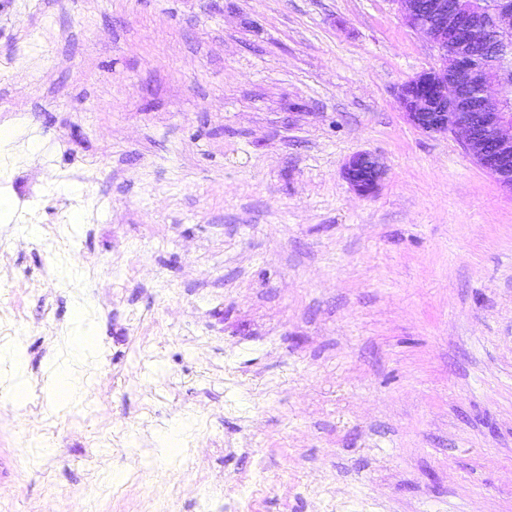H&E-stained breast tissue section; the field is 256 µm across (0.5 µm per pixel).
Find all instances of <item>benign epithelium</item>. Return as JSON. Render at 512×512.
<instances>
[{
  "label": "benign epithelium",
  "mask_w": 512,
  "mask_h": 512,
  "mask_svg": "<svg viewBox=\"0 0 512 512\" xmlns=\"http://www.w3.org/2000/svg\"><path fill=\"white\" fill-rule=\"evenodd\" d=\"M405 23L428 35L439 53V67L405 81L398 97L407 121L425 133L452 132L499 185L512 191V83L474 62L478 31L489 33L487 45L512 32V3L488 21L473 10L474 0H394ZM453 50L448 72L446 51ZM349 185L362 195L376 192L385 171L376 157L362 151L343 167Z\"/></svg>",
  "instance_id": "obj_1"
}]
</instances>
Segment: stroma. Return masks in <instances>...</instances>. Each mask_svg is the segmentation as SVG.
<instances>
[{"instance_id": "1", "label": "stroma", "mask_w": 512, "mask_h": 512, "mask_svg": "<svg viewBox=\"0 0 512 512\" xmlns=\"http://www.w3.org/2000/svg\"><path fill=\"white\" fill-rule=\"evenodd\" d=\"M437 62L395 0H0V512H512V193L407 121ZM343 176L355 191L370 195L381 185L385 171L373 154L362 151L349 157L343 167ZM0 360L8 369V380L16 397H22L28 386L26 359L22 345L16 341L0 346ZM48 388L52 394L68 401L76 395L77 387L73 374L66 368L55 367L48 374Z\"/></svg>"}]
</instances>
